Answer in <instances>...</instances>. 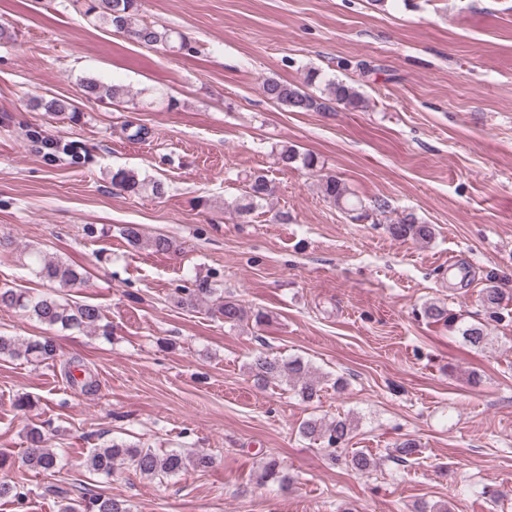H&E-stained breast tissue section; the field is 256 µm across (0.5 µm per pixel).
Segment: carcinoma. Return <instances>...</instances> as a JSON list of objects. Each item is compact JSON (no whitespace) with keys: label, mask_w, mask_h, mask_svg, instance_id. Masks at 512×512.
<instances>
[{"label":"carcinoma","mask_w":512,"mask_h":512,"mask_svg":"<svg viewBox=\"0 0 512 512\" xmlns=\"http://www.w3.org/2000/svg\"><path fill=\"white\" fill-rule=\"evenodd\" d=\"M80 4L84 16L99 26L111 27L119 32L134 34V39L147 46H166L181 52L191 50L189 39L160 25L147 22L139 15L138 0H75ZM85 97L98 100L110 99L120 103L127 95L124 88L117 85H105L95 78H87L81 83ZM262 91L268 100L288 109L291 112H327L332 105H342L352 110L364 107L365 99L358 88L343 81L325 83L320 94L306 91L303 87L288 83L275 77H267L262 82ZM32 108L42 109L50 114L61 116L72 122L80 119V115L71 102L66 99L52 97L40 98L32 103ZM278 163L284 168L293 166L300 161L302 166L310 170L317 167V159L309 154H302L293 146H283L277 152ZM113 185L133 194H150L161 197L165 193L164 183L160 180L139 178L133 171L119 170L112 176ZM319 189L325 200L333 203L351 219L363 217V211L369 207L381 213L389 208L387 199L376 197L365 203L358 198L347 185L334 174H322L319 178ZM274 192L271 181L261 172L250 176L246 190L238 200L231 204L236 216L245 220L255 212L261 202L268 200ZM389 234L395 239L428 243L434 238V227L408 214L394 224L387 225ZM122 235L134 246H148L156 252L168 251L173 247L172 240L162 234L147 237L138 224H126L122 227ZM32 264L39 277L56 283L61 288L81 286L85 281V273L72 265L58 261L46 260L39 256L32 257ZM178 304L195 307L201 304L210 306L215 315L231 325L248 318L261 324L267 318L262 311L248 312L238 300L224 295V290L214 287L206 279H195L191 286L179 289ZM0 306L19 308L28 313L39 323L50 328L61 326L79 330L101 331L109 335L108 325L103 323L101 309L93 304L73 305L68 301L51 295L33 297L19 292L14 288L0 287ZM424 315L436 323L443 325L455 322V317L448 315V309L432 303L424 308ZM457 332L462 340L474 348H483L489 344V336L481 324H461ZM0 356L23 358L28 362L43 363L57 356L56 344L48 337L29 338L19 341L13 337L0 336ZM251 372L259 383L267 384L284 380L304 401L310 402L319 397L322 391L321 378L314 375L311 367L300 359L288 362L273 358L263 352L253 357ZM357 429V420L353 416H338L330 420L310 419L302 423L300 432L312 442H318L328 451L332 460L338 459V453L345 451V446ZM27 451L23 463L27 469L38 473L54 472L61 467V456L49 448L48 438L42 429L32 427L27 432ZM348 467L352 470L368 474L377 468L378 461L363 451H352L345 456ZM214 464V459L207 453H189L180 450L158 452L150 447H138L124 441H112L103 448H93L85 459L87 469L105 477L121 465H126L146 478L155 476L175 477L181 472L192 468L204 471ZM259 480L261 483L277 484L281 487L289 482L288 474L282 463L274 456L262 461ZM60 501L56 507L58 512H130V506L122 499L105 494H94L71 497L70 491L56 488ZM26 494L18 483L0 482V498L10 499L23 505Z\"/></svg>","instance_id":"cac0c4a2"}]
</instances>
